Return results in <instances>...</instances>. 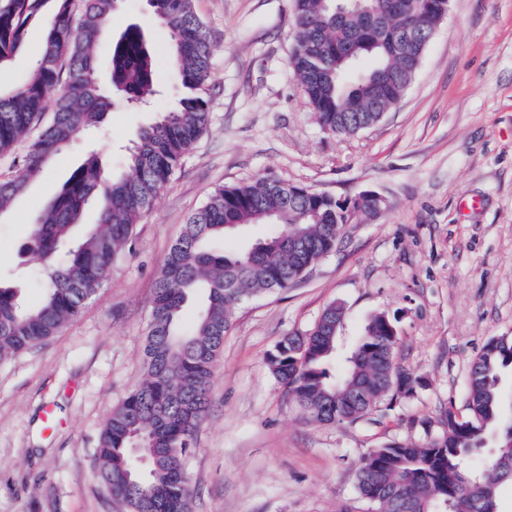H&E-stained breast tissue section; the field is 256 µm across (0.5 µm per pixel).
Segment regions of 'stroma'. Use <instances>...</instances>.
<instances>
[{"mask_svg": "<svg viewBox=\"0 0 512 512\" xmlns=\"http://www.w3.org/2000/svg\"><path fill=\"white\" fill-rule=\"evenodd\" d=\"M212 44L209 127L137 224L130 253L81 314L0 361V512H124L94 469L101 429L144 379L159 272L189 216L225 185L277 178L338 199L371 190L382 217L356 218L295 286L240 304L187 457L193 512H372L356 472L371 448L420 437L462 406L490 337L512 335V0H451L399 104L353 136L322 130L289 65L290 0H194ZM136 23L158 51L146 0H119L112 32ZM144 107L115 103L0 214V278L36 301L41 260L20 252L44 201L89 154L121 175L140 130L171 109L172 72ZM344 307L336 367L368 319L399 315L398 358L420 378L382 423L311 420L265 357Z\"/></svg>", "mask_w": 512, "mask_h": 512, "instance_id": "1", "label": "stroma"}]
</instances>
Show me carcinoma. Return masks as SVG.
Returning a JSON list of instances; mask_svg holds the SVG:
<instances>
[{
	"label": "carcinoma",
	"instance_id": "cac0c4a2",
	"mask_svg": "<svg viewBox=\"0 0 512 512\" xmlns=\"http://www.w3.org/2000/svg\"><path fill=\"white\" fill-rule=\"evenodd\" d=\"M117 0H0V71L23 48L28 27L45 23L42 51L25 80L0 86V153L32 130L21 173L0 181V213L24 194L80 132L112 109V94L131 103L155 94L158 57L136 25L109 41L112 92L102 83L92 47L107 37ZM449 0H368L336 18L333 0H291L289 64L320 127L337 136L377 125L412 82L421 47L448 12ZM167 32L166 63L182 97L143 129L125 158L128 173L104 177L89 156L35 219L25 251L45 264L40 300L29 305L18 288L0 282V360L56 335L102 287L136 227L182 159L209 126L203 96L210 79L209 33L193 0H148ZM52 119L43 122L47 111ZM98 223L78 240L72 233L90 203ZM334 198L266 178L222 186L187 220L171 246L155 289L145 346V381L112 411L99 439L96 472L126 512H189L191 491L181 479L184 453L208 402L210 380L236 308L245 300L292 286L336 250L345 224ZM273 223L277 231L235 252L214 243L247 226ZM199 310L183 323L189 303ZM382 314L367 322L338 372L337 336L318 330L283 337L267 353L274 377L312 419L323 423L375 422L382 403L415 392L397 360L399 335ZM512 368V336L491 337L471 362L463 411L440 413L435 432L422 422L419 439L373 448L357 469L360 496L375 512H501L499 488L512 483V415L501 394V373ZM149 459L134 469L133 449ZM474 457L481 465L468 467Z\"/></svg>",
	"mask_w": 512,
	"mask_h": 512
}]
</instances>
